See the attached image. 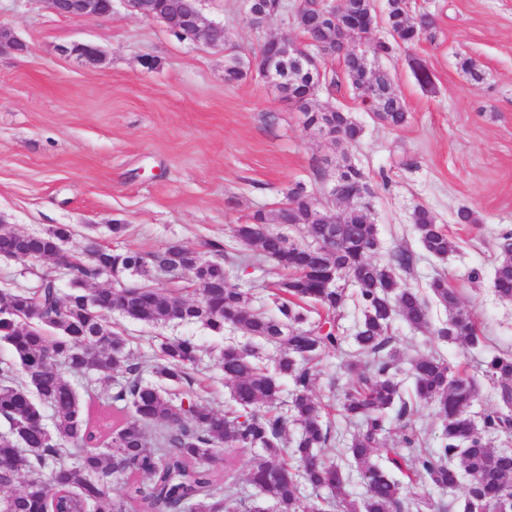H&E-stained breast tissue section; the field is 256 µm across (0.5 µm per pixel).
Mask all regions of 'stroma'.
<instances>
[{
	"mask_svg": "<svg viewBox=\"0 0 512 512\" xmlns=\"http://www.w3.org/2000/svg\"><path fill=\"white\" fill-rule=\"evenodd\" d=\"M243 0H200L205 19L223 24L231 50L175 37L159 21L132 16L115 4L110 16L60 17L45 0H0V28L28 45L26 53H0V229L41 234L65 225L66 251L86 238L124 249L152 251L178 242L202 249L227 242L238 262L228 286L251 289L252 304L273 311L265 289L278 280L273 263L257 248L232 242L230 229L259 209L279 208L288 188L304 182L320 194L315 169L328 145L303 127L258 74L228 84L230 56L253 59L269 36L299 39L292 11L255 31L243 21ZM413 11L433 16L435 27L409 50L382 57L408 121L399 128L377 122L349 88L320 89L316 102L349 112L362 127L349 156L375 189L376 260L399 248L413 254L399 272L402 287L426 292L447 277L487 338L485 347L445 343L394 318L393 347L403 359L437 352L478 380L471 413L481 418L498 407L497 391L481 373L488 352L512 351V302L492 288L497 244L512 231V0H410ZM75 42L101 51L93 61L61 52ZM472 58L473 81L458 65ZM419 59L432 85L424 88L409 64ZM467 207L476 223L457 224ZM432 213L457 247L447 257L429 255L413 226L416 209ZM124 225L113 238L112 225ZM60 288L62 268L0 258V290H31L44 272ZM130 341L145 381L159 336L192 337L201 357L193 391L218 410L231 404L216 352L242 332L213 335L199 323L154 327L111 317ZM353 344L326 355L312 388L316 399L351 383L342 363Z\"/></svg>",
	"mask_w": 512,
	"mask_h": 512,
	"instance_id": "35a3bbf8",
	"label": "stroma"
}]
</instances>
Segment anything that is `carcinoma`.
I'll return each mask as SVG.
<instances>
[{
    "mask_svg": "<svg viewBox=\"0 0 512 512\" xmlns=\"http://www.w3.org/2000/svg\"><path fill=\"white\" fill-rule=\"evenodd\" d=\"M364 0H348L340 23L362 17L358 38L373 57L389 55L418 42L434 27L427 15L414 16L406 0H387L384 21L392 41H372L370 30L377 14L362 8ZM241 59L224 68L227 82L247 77ZM347 85L361 99L383 98V124L400 127L408 113L393 89L390 74L380 70L370 83L362 63H344V79L330 86ZM344 137L333 142L336 170H344L351 184L373 196L368 176L348 156L362 128L347 112L336 113ZM320 203L316 194L299 182L288 189L286 202L275 212L256 211L251 223L231 228L235 242L259 248L263 257L284 272L269 286L275 313L251 307L248 288L225 285L226 263L233 260L227 245L205 242V251L172 242L155 251L111 248L91 237L77 254L63 248L70 236L67 226L43 234L0 233V257L51 263L67 270L71 288L62 292L57 278L46 273L40 287L0 290V343L12 359L0 361V417L9 433L0 440V512H325L306 503L299 484L327 490L326 507L342 512H449L453 504L421 497L419 485L439 488L470 477L461 512H500L512 509V353L496 351L486 357L484 376L498 390L505 407L484 414L481 424L469 408L475 381L444 358L421 355L410 360L414 390L405 397L395 376L400 358L391 348V322L402 317L419 330L431 331L445 342L476 348L485 336L446 277L434 278L429 289L448 312V319L432 327L420 293L403 288L396 271H407L413 255L398 249L386 263L370 260L379 244L371 207L348 208L341 223H317ZM288 222L302 240L270 231L262 224ZM414 230L422 247L443 258L455 248L447 230L425 208L413 214ZM342 239L335 250L315 248L331 234ZM493 279L496 295L512 302V232L497 246ZM162 274L173 288L161 292L150 282ZM110 277L116 288H95ZM194 299L189 300L185 293ZM354 298L360 319L352 336L358 355L345 361L355 377L339 398V412L358 427L346 449L348 467L366 485L362 499L351 498L349 474L325 450L332 444L327 406L312 397L320 358L342 349L347 337L341 330L319 328L324 318L341 319L349 298ZM149 325L200 323L218 336L232 326L250 342L228 343L219 349L224 382L230 385L235 408L220 412L192 393H172L192 381L190 370L199 358V345L190 337L160 339V359L153 373L166 384L145 382L124 334L112 329L109 316ZM276 348L273 367L265 364L258 344ZM101 372L121 381L111 389L108 408L95 419L85 413L79 395L65 374ZM291 381L293 394L287 411L278 409L281 380ZM435 407L440 422L439 447L421 439L413 424L416 404ZM52 412L53 428L44 423L43 410ZM396 411L405 421L398 451L384 466L374 460L386 425V413ZM299 425L292 449L283 444L288 422ZM156 425L155 434L149 426ZM502 435L498 448L489 436ZM221 449L259 450L250 462L249 481L259 498L248 504L237 496L234 484L217 474L210 463ZM411 461L410 485L403 486L393 471ZM123 483V493L112 496V481Z\"/></svg>",
    "mask_w": 512,
    "mask_h": 512,
    "instance_id": "cac0c4a2",
    "label": "carcinoma"
}]
</instances>
